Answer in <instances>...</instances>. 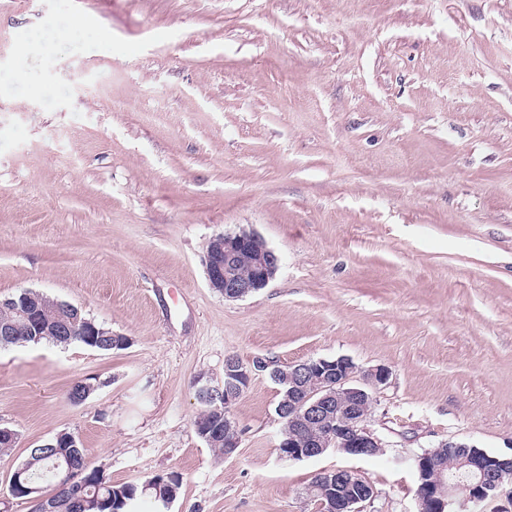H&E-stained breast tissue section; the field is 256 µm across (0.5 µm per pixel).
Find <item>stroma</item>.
Returning a JSON list of instances; mask_svg holds the SVG:
<instances>
[{"mask_svg":"<svg viewBox=\"0 0 512 512\" xmlns=\"http://www.w3.org/2000/svg\"><path fill=\"white\" fill-rule=\"evenodd\" d=\"M1 39L0 297L129 345L0 350V494L60 432L112 483L178 473L169 512H316L307 485L339 468L363 512H418L414 456L512 452V0H0ZM242 229L280 264L229 301L205 244ZM232 354L267 368L227 458L193 384ZM340 356L389 371L384 456L281 459L271 370Z\"/></svg>","mask_w":512,"mask_h":512,"instance_id":"stroma-1","label":"stroma"}]
</instances>
